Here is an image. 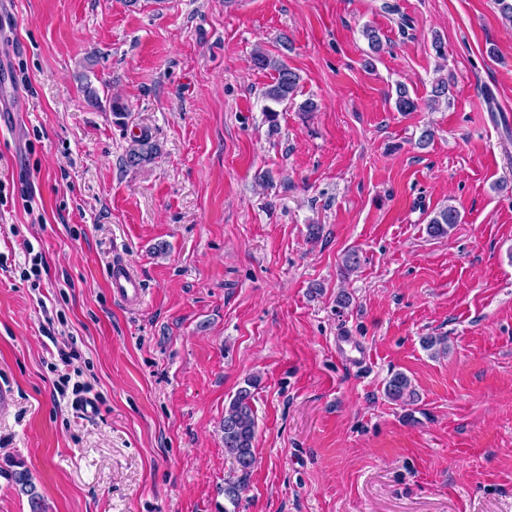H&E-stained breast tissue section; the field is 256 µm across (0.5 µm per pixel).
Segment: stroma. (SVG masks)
I'll use <instances>...</instances> for the list:
<instances>
[{"label": "stroma", "instance_id": "obj_1", "mask_svg": "<svg viewBox=\"0 0 512 512\" xmlns=\"http://www.w3.org/2000/svg\"><path fill=\"white\" fill-rule=\"evenodd\" d=\"M259 50L301 77L274 132ZM400 84L418 111H397ZM144 128L160 156L127 167ZM447 205L460 223L430 237ZM118 263L138 307L112 292ZM397 372L414 403L387 397ZM251 377L237 512H512V23L495 0H11L0 512H31L16 462L43 512H223L220 425ZM10 475L15 485L18 486L19 491L29 497L33 509L32 512H41L40 497L28 472L26 470H14Z\"/></svg>", "mask_w": 512, "mask_h": 512}]
</instances>
